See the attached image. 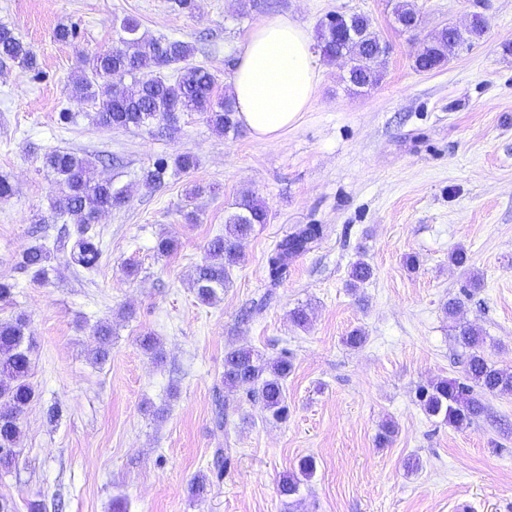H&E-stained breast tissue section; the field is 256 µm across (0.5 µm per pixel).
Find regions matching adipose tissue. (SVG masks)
Returning <instances> with one entry per match:
<instances>
[{"mask_svg":"<svg viewBox=\"0 0 512 512\" xmlns=\"http://www.w3.org/2000/svg\"><path fill=\"white\" fill-rule=\"evenodd\" d=\"M319 73L308 32L285 15L264 21L243 46L230 82L236 118L273 142L304 112Z\"/></svg>","mask_w":512,"mask_h":512,"instance_id":"1","label":"adipose tissue"}]
</instances>
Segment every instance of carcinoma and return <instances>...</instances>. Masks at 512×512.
<instances>
[{
	"mask_svg": "<svg viewBox=\"0 0 512 512\" xmlns=\"http://www.w3.org/2000/svg\"><path fill=\"white\" fill-rule=\"evenodd\" d=\"M414 6L407 0H397L393 7L396 24L415 18ZM352 29L351 37L336 33V22L328 18L318 28V48L323 59L334 61L347 58V82L356 89H372L383 78V57L388 45L375 30L369 17L362 14L346 16ZM120 45L110 51L85 56L82 74L75 81L80 95L96 106L94 120L105 128H137L161 136L178 130L179 114L197 112L220 134L238 129L232 99L215 93L214 76L206 69L190 63L194 47L182 40L160 39L140 32V23L125 17L120 24ZM484 32L473 27L466 34L459 30H441L422 39L415 52V65L421 71H431L448 62L456 49ZM0 59H8L29 72H39L36 58L14 31L0 25ZM181 64L176 74L168 76L163 70ZM131 78V84L114 82V78ZM42 167L56 176L58 192L51 209L58 215H68L76 224L75 240L69 254L72 264L94 272L100 265L102 250L96 236L90 233L98 217L125 203L123 192L110 181L94 182L89 177L91 161L72 151L54 150L40 157ZM187 173L197 167L196 158L189 153L178 154L173 162L156 158L143 169L141 180L149 187L162 185L169 167ZM268 221V210L257 197L242 195L229 207L224 218V234L208 241L206 256L198 265L192 281L197 300L213 305L221 299L231 267L241 258L240 247L257 224ZM323 233L320 224H304L284 236L268 255L266 266L271 283H279L288 272L289 263L304 254ZM51 252L42 244L27 248L19 267L35 281H43L52 270ZM368 263L359 259L352 264L347 287L355 292L371 277ZM455 342L462 349L464 378L440 379L418 390V401L430 416L443 417L448 425L463 428L485 412L479 393L512 394V370L499 368L487 352V335L472 324L454 327ZM98 347L95 360H106L112 337L110 324L96 327ZM140 347L154 358L162 357L161 340L147 332ZM31 330L26 318L17 315L0 320V471L9 470L15 463L21 419L35 393L29 382L31 360L29 349ZM292 361L284 352L276 358H266L251 349L230 348L224 354V387H248V395L260 403L274 419L287 416L285 382L292 371ZM316 469L313 457L299 460L298 469L280 476L279 494L292 497L298 494L302 482L312 477Z\"/></svg>",
	"mask_w": 512,
	"mask_h": 512,
	"instance_id": "obj_1",
	"label": "carcinoma"
}]
</instances>
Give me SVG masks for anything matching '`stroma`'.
Here are the masks:
<instances>
[{
	"label": "stroma",
	"instance_id": "obj_1",
	"mask_svg": "<svg viewBox=\"0 0 512 512\" xmlns=\"http://www.w3.org/2000/svg\"><path fill=\"white\" fill-rule=\"evenodd\" d=\"M412 2L421 25L411 33L395 26L394 0H251L245 9L197 0L191 14L168 0H0V24L42 72L0 59V176L13 186L0 198V281L14 285L0 319L22 313L30 322L36 392L16 464L0 473L12 512L34 501L62 502L63 512H454L462 501L512 512V395H484L486 413L462 429L426 415L417 399L420 386L463 376L441 311L465 283L448 260L456 247L483 280L459 319L484 329L491 361L512 369V0ZM336 11L368 16L390 44L384 77L360 93L343 61L319 60L311 104L274 142L243 128L218 134L196 112L181 114L170 138L101 128L74 90L84 57L117 46L127 15L149 35L193 44V64L214 75L220 94L256 25L287 14L313 34ZM477 16L486 21L480 38L442 68L416 69V40ZM70 23L78 39L56 41L57 26ZM55 149L86 156L93 178L128 194L91 227L104 246L92 274L69 264L49 221L56 186L40 158ZM180 153L196 157L195 171L142 184L157 156ZM246 191L269 220L244 242L222 299L200 304L190 278ZM192 210L198 221L189 224ZM302 224L322 225V237L270 285L268 254ZM161 236L177 239L173 253L156 252ZM39 242L56 253L43 283L17 265ZM360 256L372 276L354 293L347 280ZM258 303L262 312L247 316ZM300 305L311 310L305 330L289 317ZM104 321L112 340L98 364L94 329ZM356 328L367 340L351 348L343 339ZM147 332L162 339V361L141 349ZM233 347L289 353L287 419L267 416L245 390L222 392ZM387 420L397 433L381 448ZM221 453L223 477L192 498L191 480ZM305 456L316 472L286 505L277 482Z\"/></svg>",
	"mask_w": 512,
	"mask_h": 512
}]
</instances>
